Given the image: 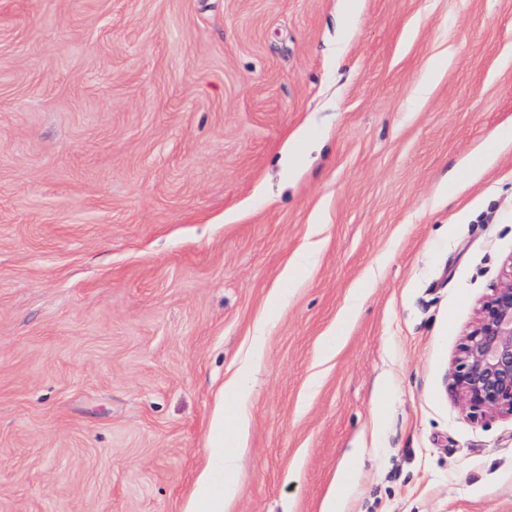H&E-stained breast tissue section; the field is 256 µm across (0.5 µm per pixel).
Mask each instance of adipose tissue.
Listing matches in <instances>:
<instances>
[{
	"mask_svg": "<svg viewBox=\"0 0 512 512\" xmlns=\"http://www.w3.org/2000/svg\"><path fill=\"white\" fill-rule=\"evenodd\" d=\"M243 435L244 420L240 413L216 411L208 434V460L183 512H227L238 493L233 478L237 466L234 445Z\"/></svg>",
	"mask_w": 512,
	"mask_h": 512,
	"instance_id": "adipose-tissue-1",
	"label": "adipose tissue"
}]
</instances>
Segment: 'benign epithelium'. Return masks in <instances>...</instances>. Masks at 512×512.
Segmentation results:
<instances>
[{
    "mask_svg": "<svg viewBox=\"0 0 512 512\" xmlns=\"http://www.w3.org/2000/svg\"><path fill=\"white\" fill-rule=\"evenodd\" d=\"M453 367L455 392L472 419L512 418V278L480 305Z\"/></svg>",
    "mask_w": 512,
    "mask_h": 512,
    "instance_id": "1",
    "label": "benign epithelium"
}]
</instances>
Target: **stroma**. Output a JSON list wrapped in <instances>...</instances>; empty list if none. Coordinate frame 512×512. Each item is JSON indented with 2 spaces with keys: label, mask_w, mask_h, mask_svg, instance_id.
<instances>
[{
  "label": "stroma",
  "mask_w": 512,
  "mask_h": 512,
  "mask_svg": "<svg viewBox=\"0 0 512 512\" xmlns=\"http://www.w3.org/2000/svg\"><path fill=\"white\" fill-rule=\"evenodd\" d=\"M341 12L0 0V512H182L237 375L229 512H512L453 387L512 270V0Z\"/></svg>",
  "instance_id": "1"
}]
</instances>
